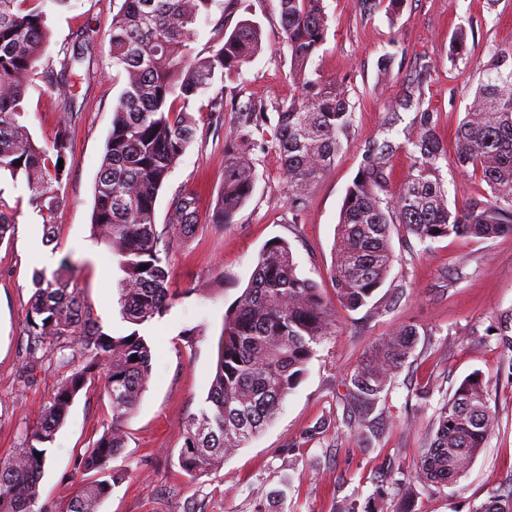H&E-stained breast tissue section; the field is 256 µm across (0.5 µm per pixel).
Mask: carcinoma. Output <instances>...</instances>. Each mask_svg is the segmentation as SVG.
<instances>
[{"label": "carcinoma", "instance_id": "cac0c4a2", "mask_svg": "<svg viewBox=\"0 0 512 512\" xmlns=\"http://www.w3.org/2000/svg\"><path fill=\"white\" fill-rule=\"evenodd\" d=\"M65 2L0 0V174L24 178L28 203L43 217L48 238L62 202L67 169L59 168L58 160L68 164L69 137L61 129L53 140L38 143L25 122L24 99L49 38L45 7ZM211 2L122 0L112 16V68L123 77L124 87L112 110L91 228L118 258L119 313L135 326L162 315L173 300L162 263L170 241L191 233L197 223V199L189 190L172 199L163 229L156 223L159 191L194 138L193 106L216 79L241 74L261 50L259 24L243 19L222 34L209 54L197 52L194 44ZM279 5L292 75L304 94L286 104L254 100L237 113L225 134L224 187L211 215L214 224L233 223L254 193L253 135L270 125L269 113L276 115L274 140L294 211L302 209L327 175L352 125L347 91L337 83H322L309 68L326 40L323 0H279ZM91 41L89 34H77L64 73L48 75V91L66 109L74 107L75 93L65 73L86 60ZM455 138L456 167L472 168L489 188V195L461 205L448 201L441 175L447 150L432 113L420 115L418 128L404 142L384 140L365 156L336 226L331 279L346 309L368 305L384 283L394 260V224L423 242L452 235L489 240L512 234V48L498 51L488 62ZM400 148L413 165L399 190L384 198L387 164ZM70 264L67 259L58 271L34 272L24 330L34 342L32 354L55 345L71 350L83 364L55 389L24 447L8 464H0V512H42L36 505L48 445L75 398L97 378L104 379L112 420L80 457L84 478L67 512H98L125 478L110 463L125 447V422L148 383L151 348L136 329L127 336L103 331L62 274ZM334 326L335 314L320 288L297 272L288 242L267 243L250 285L224 313L215 374L206 407L188 425L179 456L182 471L192 478L211 471L268 426L302 380L315 346ZM495 331L502 345L512 349V312L500 316ZM418 339L412 326L395 330L344 379L347 396L359 411L361 432H373L370 415L414 355ZM488 397L487 382L475 372L439 408L420 463L409 478L397 482V512H414L418 487L454 485L468 472L494 425ZM471 512H512V490L491 494Z\"/></svg>", "mask_w": 512, "mask_h": 512}]
</instances>
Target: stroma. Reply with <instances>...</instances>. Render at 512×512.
<instances>
[{
    "instance_id": "stroma-1",
    "label": "stroma",
    "mask_w": 512,
    "mask_h": 512,
    "mask_svg": "<svg viewBox=\"0 0 512 512\" xmlns=\"http://www.w3.org/2000/svg\"><path fill=\"white\" fill-rule=\"evenodd\" d=\"M121 0H66L47 5L48 47L25 97L26 123L39 142L66 129L72 144L63 182L64 203L54 216L48 249L51 269L72 262L71 285L80 291L105 333L128 334L116 300L118 260L91 230L94 185L112 128V108L122 82L112 69L110 26ZM328 32L311 66L323 83L348 91L353 121L329 174L316 186L300 215L288 206L286 182L272 130L258 134L252 198L224 227L210 224L224 186L225 126L248 101H285L299 95L290 77V53L280 23L279 0H213L196 49L215 43V21L233 30L243 19L259 23L262 50L241 76L224 86V120L197 117V131L156 202V222L165 224L181 190L199 195L195 233L170 243L167 271L176 298L160 317L141 327L152 349L151 376L125 425L126 446L113 460L126 476L99 512H346L384 492L383 512H396V480L419 462L437 409L469 374L489 384L495 423L483 452L456 486L419 490L416 512H471L490 492L512 490V350L490 329L512 310V235L480 241L448 237L421 242L394 227V261L369 304L340 307L330 271L336 224L346 190L368 149L384 138L400 142L433 112L449 158L442 176L449 201L487 195L479 174L456 169L455 131L493 54L512 48V0H404L397 16L385 8L364 14L360 0H324ZM468 34V52L456 55L452 37ZM92 32L89 65L76 66L74 112L47 91L43 70L58 68L59 54L76 33ZM391 56V72L380 61ZM422 99L389 127L395 101L407 92ZM24 181L0 178V198L15 225L0 241V461H9L39 420L55 387L71 373L49 355L28 365L30 343L23 329L32 295V276L41 264L29 247L43 232L41 216L28 203ZM289 243L298 273L313 280L336 314L334 333L317 346L300 384L280 406L274 422L224 463L196 479L180 469L189 420L205 406L217 360L224 313L247 287L264 245ZM419 331L416 351L393 381L385 403L374 412L377 438L358 439L350 422L344 377L366 350L394 329ZM427 399H420L422 389ZM111 419L100 385L82 391L49 449L39 484L45 512H66L79 487L76 462Z\"/></svg>"
}]
</instances>
